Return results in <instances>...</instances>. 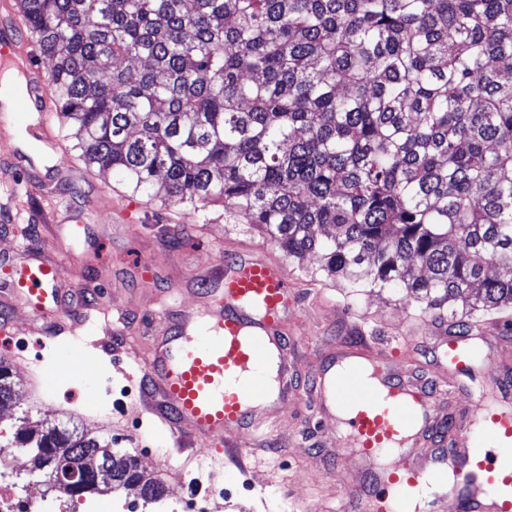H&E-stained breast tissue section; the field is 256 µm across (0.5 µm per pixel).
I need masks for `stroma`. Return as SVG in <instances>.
Here are the masks:
<instances>
[{
    "label": "stroma",
    "instance_id": "obj_1",
    "mask_svg": "<svg viewBox=\"0 0 512 512\" xmlns=\"http://www.w3.org/2000/svg\"><path fill=\"white\" fill-rule=\"evenodd\" d=\"M0 125L13 130L12 137H0V183L12 185L14 205L25 211L17 222L11 211L0 208V256L23 244L47 257L65 252L75 258L67 271L71 289L57 322V342L45 345L32 334L24 308H17L13 319H0L7 336L0 358L11 366L15 389L13 402L0 411V441L14 460L19 489L45 488L32 472L30 454L14 445V433L26 417L74 425L111 441L161 482L164 500L195 501L198 512L217 496L223 499V512H290L293 498L330 512L337 499L371 476L345 451L335 417L322 416L313 369L348 345L387 337L412 354L417 374L454 387L448 411L458 415L474 407L475 389L491 380L500 359L512 356V336L491 341L495 323L489 320L476 330L489 339L483 355L466 371L449 369L435 360L439 339L432 323L415 318V304L406 294L371 292L352 298L319 272L315 258L285 260L297 301V313L288 322V362L298 382L287 402L272 411L275 439L261 455L218 467L211 464L212 447L174 452L141 411L139 399L148 384L127 375L128 358L135 351L148 352L162 328L163 310H203L202 280L221 257L259 244L285 259L283 250L255 226L226 220L222 203L208 207L203 224L193 210L120 195L112 190L117 180L111 173L86 172L69 149H54L50 160H42L41 148H28L26 127L15 113L0 112ZM72 224L85 226L84 238L71 237ZM108 301L120 307L132 332L111 338L110 353L91 374L74 375L64 364L71 330L82 309ZM33 368L51 374L37 397L29 382Z\"/></svg>",
    "mask_w": 512,
    "mask_h": 512
}]
</instances>
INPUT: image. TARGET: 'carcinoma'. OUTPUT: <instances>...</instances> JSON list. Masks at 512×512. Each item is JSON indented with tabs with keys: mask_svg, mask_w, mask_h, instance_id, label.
<instances>
[{
	"mask_svg": "<svg viewBox=\"0 0 512 512\" xmlns=\"http://www.w3.org/2000/svg\"><path fill=\"white\" fill-rule=\"evenodd\" d=\"M78 158L130 195L261 226L348 294L464 332L512 304V0H16ZM0 360V405L12 400ZM47 490L107 456L20 434ZM144 501L162 484L126 453ZM79 474L70 497L100 490Z\"/></svg>",
	"mask_w": 512,
	"mask_h": 512,
	"instance_id": "obj_1",
	"label": "carcinoma"
}]
</instances>
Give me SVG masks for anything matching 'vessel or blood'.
Masks as SVG:
<instances>
[{"mask_svg": "<svg viewBox=\"0 0 512 512\" xmlns=\"http://www.w3.org/2000/svg\"><path fill=\"white\" fill-rule=\"evenodd\" d=\"M23 62L27 91L17 105L44 111V74L32 55ZM16 251V260L0 268L6 283L0 305L27 306L34 333L42 342L52 341L55 332L48 324L59 315L74 258L68 253L41 257L23 245ZM209 279L222 291L209 296L205 312H179L166 322L148 356L136 358L150 383L141 405L177 451L207 442L237 459L272 433L267 411L290 393L286 325L296 308L294 283L284 263L259 248L218 260ZM110 310L104 303L86 313L90 333L80 339L72 372L86 374L97 366L111 334L99 322ZM481 352L472 337L453 333L443 339L439 359L461 370ZM404 356L399 348L364 342L316 374L321 410L349 409L343 426L358 454L373 462L391 452L398 457L380 468L370 488L346 494L339 512H426L411 505L412 490L449 475L462 488V512H512V406L475 411L474 422L453 423L448 439H438V427L447 421L445 393L439 384L402 368ZM246 429L252 434L247 443L240 439ZM479 438L500 446L501 454L478 456L474 442Z\"/></svg>", "mask_w": 512, "mask_h": 512, "instance_id": "obj_1", "label": "vessel or blood"}]
</instances>
